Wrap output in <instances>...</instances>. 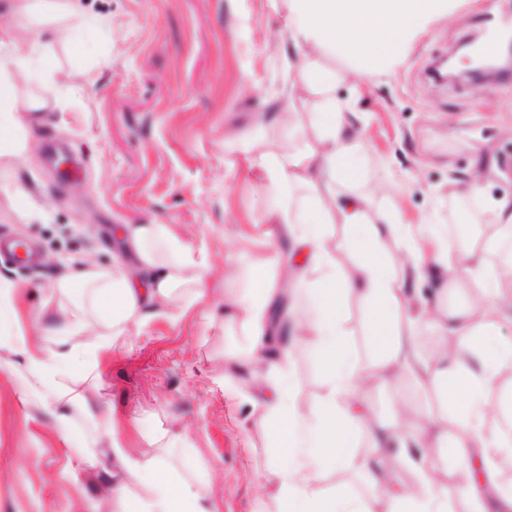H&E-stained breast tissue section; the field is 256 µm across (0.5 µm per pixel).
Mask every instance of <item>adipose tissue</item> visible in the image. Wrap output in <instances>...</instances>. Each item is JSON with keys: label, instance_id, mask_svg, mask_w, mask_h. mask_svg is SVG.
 <instances>
[{"label": "adipose tissue", "instance_id": "1", "mask_svg": "<svg viewBox=\"0 0 512 512\" xmlns=\"http://www.w3.org/2000/svg\"><path fill=\"white\" fill-rule=\"evenodd\" d=\"M290 50L281 56L288 82L285 98L258 126L288 122L291 145L282 153L249 160L271 205L263 220L276 225L278 241L290 245L289 277L275 278L268 261L247 268L250 287L224 296V319L240 321L249 336L232 353L235 367L266 372L259 394L250 396L262 411L276 458L265 474L275 488L272 500L257 498L252 512H457L456 502L436 477V461L455 457L454 472L468 512H512V483H501L492 468L502 449L512 447L503 429L512 421V253L501 264L488 261L483 243L456 246L436 215L424 230L402 223L375 194L401 193L391 181L378 193L365 191L366 159L359 149L363 124L351 103L336 98V86L371 88L394 73L417 39L442 21H454L465 0H285ZM14 16L33 21L76 19L59 38L82 56L81 32H94L92 19L75 0H10ZM340 67H333V60ZM56 70L53 44L20 43L14 30L0 29V163H15L28 149L30 113L44 111L46 97L17 100L19 81L48 79ZM314 98L310 112L296 103ZM448 193L483 206L485 241L500 242L512 231V198L487 196L482 174L452 182ZM126 242L136 268L109 270L64 261L53 292L66 304L44 302L39 319L55 343L47 347L17 334L6 347L14 365L21 402L52 414L64 435L72 414L87 415L98 434L113 436L111 408L96 406L99 367L112 339L152 317L155 304L190 306L204 295L209 267L164 224H130ZM396 248L399 264L385 254ZM439 276L443 293L436 303L414 292L427 273ZM360 312L362 346L349 326L351 308ZM431 331L447 348L427 364L416 336ZM308 347L317 358L324 390L305 407L296 393L291 350ZM417 378L441 401L436 416L404 406L403 426H389L349 408L362 387L389 385L401 376ZM440 431H432V424ZM371 435L374 453L360 470L371 488L357 495L346 487L324 492L319 471L353 462L359 435ZM157 453L129 458L112 446V474L104 478L106 503L123 512H212L193 483L173 470L171 448H186L180 435L160 434ZM398 454L417 472L415 488L392 484L379 469L381 457Z\"/></svg>", "mask_w": 512, "mask_h": 512}]
</instances>
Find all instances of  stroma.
I'll return each instance as SVG.
<instances>
[{"label": "stroma", "mask_w": 512, "mask_h": 512, "mask_svg": "<svg viewBox=\"0 0 512 512\" xmlns=\"http://www.w3.org/2000/svg\"><path fill=\"white\" fill-rule=\"evenodd\" d=\"M108 30L76 66L56 47L55 82L20 84V97L45 94L32 145L18 163L25 198L0 191V237L31 243L38 266L0 257V276L17 287V327L40 339L35 320L59 262L111 268L134 264L116 235L126 224H165L203 254L207 294L190 307L131 327L102 358L99 393L112 407L116 438L130 457L154 454L160 431L185 433L190 454L171 466L192 477L214 512H251L275 489L263 478L267 427L248 398L253 377L232 371L226 352L247 343V328L225 326L226 287H246L245 269L265 259L259 240L268 202L248 156L279 150L285 126L258 135L259 113L283 91L280 56L288 46L280 0H81ZM512 25V0H468L461 16L424 33L392 76L370 91L346 84L365 125L361 147L371 183L404 179L395 204L404 223L438 212L448 223L456 204L448 183L482 169L491 195L512 196V79L440 84L435 61L479 33L485 15ZM56 142L83 165L63 182L44 161ZM297 396L314 406L323 391L312 355L296 350ZM423 406L417 384L364 389L355 406L382 422L400 404ZM54 421L24 407L12 376L0 370V512H104L102 475L72 458Z\"/></svg>", "instance_id": "obj_1"}]
</instances>
